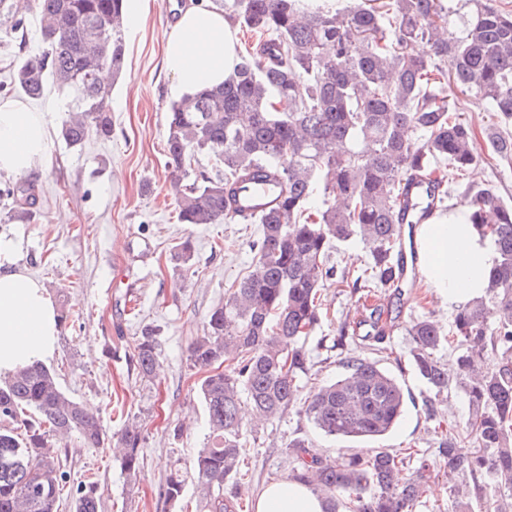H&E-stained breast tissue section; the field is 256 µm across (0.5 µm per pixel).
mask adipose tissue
<instances>
[{
    "mask_svg": "<svg viewBox=\"0 0 512 512\" xmlns=\"http://www.w3.org/2000/svg\"><path fill=\"white\" fill-rule=\"evenodd\" d=\"M164 64L174 92L187 95L223 83L238 61L237 36L223 14L201 6L185 8L163 33ZM54 108L30 111L19 102L0 104V174H37L49 145ZM459 207L414 229L417 265L436 296L456 308L483 295L497 253L489 238L466 221ZM0 240V375L48 355L60 331V317L42 283L11 258ZM255 512H324L323 500L288 480L266 486Z\"/></svg>",
    "mask_w": 512,
    "mask_h": 512,
    "instance_id": "1",
    "label": "adipose tissue"
}]
</instances>
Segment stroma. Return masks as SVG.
Here are the masks:
<instances>
[{
	"mask_svg": "<svg viewBox=\"0 0 512 512\" xmlns=\"http://www.w3.org/2000/svg\"><path fill=\"white\" fill-rule=\"evenodd\" d=\"M188 2L149 0L140 25L127 27L124 70L109 100L110 137L93 134L80 146H66L61 128L75 107L72 91L51 87L44 98L29 101L33 110L48 103L57 108L48 153L37 176L26 182L33 198L30 221L7 220L14 203L0 198V238L11 243L17 265L42 282L57 311L69 314L45 365L67 394L101 418L108 435L119 433L132 416L143 427L142 468L133 483L122 473L112 445L85 448L72 436L59 448L70 485L94 476L100 512H207L192 476L193 459L209 435L199 394L205 372L193 366L190 345L202 335L210 310L223 302L225 288L251 270V243L260 233L259 225L248 222L190 225L177 217L165 151L166 116L174 96L163 68L162 35L172 25L166 7L180 11ZM37 28L36 13H27L23 35L0 41L1 84L9 83L19 58L39 51ZM462 104L463 120L477 135L479 160L466 170L450 202L461 204L467 192L488 189L510 203L512 165L493 160L483 138L498 119L475 99L463 97ZM186 236L194 255L184 265L173 253ZM321 299L322 322L308 341L315 379L305 382V390L340 376L348 357L379 361L410 398L400 424L377 445L400 452L412 448L429 460L427 491L415 512H452L439 444L449 426L464 425L468 405L452 386L439 395L437 417L429 416L427 402L436 395L412 371L406 328L425 314L449 332L453 312L419 279L405 284L399 294L377 288L353 294L328 285ZM380 304L394 322L383 352L374 351L369 342L337 345L342 322L368 316ZM146 325L156 329L161 350V373L150 381L130 365L133 340ZM296 436L324 456L367 448L363 442L325 437L295 406L282 418L250 421L244 439L248 474L236 486L241 512H254L256 494L287 479L294 463L283 448ZM174 468L185 477L184 491L180 500L167 502L159 498L158 487Z\"/></svg>",
	"mask_w": 512,
	"mask_h": 512,
	"instance_id": "stroma-1",
	"label": "stroma"
}]
</instances>
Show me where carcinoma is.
<instances>
[{
    "label": "carcinoma",
    "instance_id": "cac0c4a2",
    "mask_svg": "<svg viewBox=\"0 0 512 512\" xmlns=\"http://www.w3.org/2000/svg\"><path fill=\"white\" fill-rule=\"evenodd\" d=\"M467 11L450 19L447 0H214L240 27L262 38L257 52L238 55L224 83L205 87L169 106L167 158L178 169L199 153L215 172H193L176 189L183 224L235 223L237 198L256 181L277 184L274 203L253 220L252 270L224 292L203 336L190 347L193 365L207 371L200 385L209 440L193 471L208 512H238L224 494L237 479L243 451L242 406L275 419L294 404L325 436L376 440L399 424L405 411L400 381L376 363L346 360V373L301 397L311 369L307 340L320 322L321 288L328 281L356 293L368 283L396 288L406 273L401 238L405 224H424L410 178L442 162L450 174L476 161L475 134L450 101L452 89L483 102L512 121V11L493 0H462ZM39 17L43 50L23 58L10 89L30 99L48 83L76 93L74 116L62 129L71 147L90 131L112 133L101 83L108 69L121 74L125 59V0H0L5 33L24 27L23 12ZM335 51H324L327 44ZM424 136L419 142L414 134ZM493 155L512 163V134L488 133ZM26 198L11 220L28 221L33 202L22 183L0 187V197ZM322 206L311 207L315 197ZM469 223L490 238L498 262L487 296L457 311L454 375L468 401L460 429L442 443L455 512H473L468 478L493 494L484 512H512V204L489 190L469 194ZM359 240L369 257L352 278L330 264L333 242ZM374 308L362 321L366 338L384 343L388 329ZM411 364L432 389L448 388V366L436 352L447 336L429 316L408 329ZM142 379L160 372L158 336L146 326L133 346ZM502 365L483 371L486 352ZM77 435L85 448L107 439L99 416L66 394L40 362L17 368L0 383V512H60L67 475L53 438ZM472 438L476 452L457 453ZM145 437L133 422L117 434L120 467L129 481L140 472ZM296 462L290 479L325 501V512H414L429 464L420 459L409 477L406 457L386 448L366 455L323 457L295 437L286 444ZM174 470L160 487L169 502L182 496ZM97 482L76 489L74 512H99Z\"/></svg>",
    "mask_w": 512,
    "mask_h": 512
}]
</instances>
